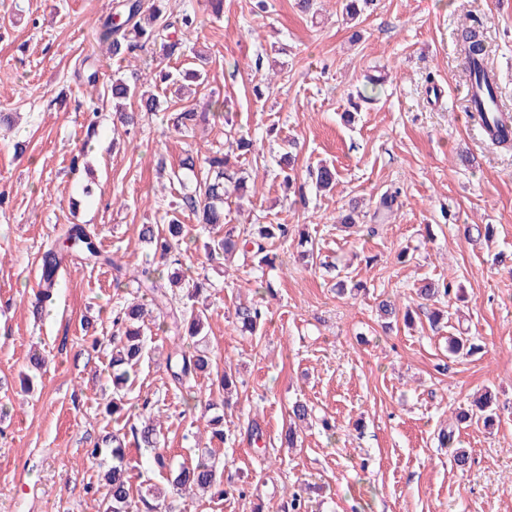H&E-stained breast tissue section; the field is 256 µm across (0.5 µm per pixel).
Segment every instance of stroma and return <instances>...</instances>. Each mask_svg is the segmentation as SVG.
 <instances>
[{"label":"stroma","mask_w":512,"mask_h":512,"mask_svg":"<svg viewBox=\"0 0 512 512\" xmlns=\"http://www.w3.org/2000/svg\"><path fill=\"white\" fill-rule=\"evenodd\" d=\"M114 3L0 0V13L10 14L0 27V112L16 115L0 136V512H101L112 461L86 450L115 433L128 465L162 488L199 449L223 461L224 496L179 498L174 512H276L295 494L309 512H512V414L461 429L466 470L438 440L484 388L512 402V275L491 261L512 253V148L491 144L469 117L459 42L462 27L482 22L488 65L512 107V0H377L355 26L344 22L342 0H317L313 16L295 0H266L262 9L224 0L219 18L204 0H169L168 11L196 14L197 31L180 59L142 55L143 79L192 69L206 56L209 90L230 99L234 128L253 140L238 166L255 178L256 195L224 213L235 224H287L292 233L274 243L275 263L261 270L239 254L228 269L207 268L198 244L184 253L185 268L211 283L205 330L217 367L238 381L230 405L203 376L197 389L216 408L195 406L194 391L166 368L171 342L161 321L145 318L153 353L129 398L154 404L169 459L163 470L131 436L133 410L113 418L102 396L112 314L143 289L129 279L114 286L111 267L69 255L54 307L32 312L39 257L71 225L92 228L103 255L129 269L157 265L140 226L161 223L182 192L171 174L186 150L227 146L220 122L180 135L162 113H149L127 133L114 127L108 100L89 115L84 66L104 87L124 71L97 39ZM372 77L375 101L352 107ZM287 153L306 203L279 174ZM324 164L335 168L336 185L319 193L309 173ZM390 189L400 192L398 209L375 224L376 201ZM353 198L361 230L348 236L337 219ZM462 224L495 225L492 243L472 246ZM305 233L310 261L301 257ZM330 265L361 291L337 294ZM259 275L275 284L274 295H259ZM451 276L465 291L460 324L478 337L479 353L449 360L444 330L382 331L377 300L414 307L423 280ZM256 299L267 319L252 336L234 309ZM86 321L100 347L85 339ZM35 349L46 365L27 394L20 379ZM297 400L313 419L288 448ZM214 413L224 418V438L211 433Z\"/></svg>","instance_id":"obj_1"}]
</instances>
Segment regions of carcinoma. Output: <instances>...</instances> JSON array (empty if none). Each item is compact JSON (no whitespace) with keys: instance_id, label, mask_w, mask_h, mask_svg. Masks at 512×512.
<instances>
[{"instance_id":"obj_1","label":"carcinoma","mask_w":512,"mask_h":512,"mask_svg":"<svg viewBox=\"0 0 512 512\" xmlns=\"http://www.w3.org/2000/svg\"><path fill=\"white\" fill-rule=\"evenodd\" d=\"M376 0H346L344 7L346 20L356 22L364 12L373 9ZM167 0H118L114 12L107 15L99 26V39L107 44L108 52L120 59L131 60L141 57V53L159 47L161 58L171 60L183 55L185 43L183 39L169 40L164 38V32L177 27L185 33L196 29V16L190 13L173 15L167 12ZM461 46L463 48L469 84L476 87H485L481 97H472L468 105L473 112V118L479 125L485 122V106L487 101L494 97L493 89L486 86L488 80V66L486 63V46L479 34L468 27L461 31ZM85 86L89 88V100L94 102L109 94L121 124L126 127L138 123L137 112H160L162 104L158 96H146L140 93L138 71L131 72V78L118 77L112 80L109 88L100 91L97 89V73L87 69ZM137 99L138 111L127 110L126 101ZM221 119L223 113L199 112L196 108L195 98L184 97L181 106L172 118V130L177 134L189 132V129L204 120L207 116ZM252 140L247 135L240 134L229 143L226 152L191 151L186 153L180 162L184 178H195L194 186L182 193L177 207L188 212L196 218L197 223L206 231H214L207 235L204 242L206 260L210 265L218 267L222 260L230 253L239 251V247L253 246L256 252L266 251L268 241L275 239L286 240L290 228L286 224H255L253 228L239 227L226 221L224 216V202L235 197L239 203L250 201L248 194V179L242 175L231 162V155L237 151L249 150ZM206 169L205 177L198 178L197 167ZM312 183L317 190L330 188L336 181V170L322 165L311 174ZM399 191L382 194L376 202L375 213L385 222L394 213V205ZM167 236H160L155 232L152 224H143L139 230L142 241L155 245L159 252L162 265L182 264L183 244L195 239L184 225L179 223L177 217L168 219ZM494 233L492 224H467L463 227V235L472 242H479L490 238ZM67 239L72 241L74 249L84 260L98 262L102 254L95 242V235L86 227L74 224L70 227ZM63 260L62 248L58 244L48 246L40 258V279L38 290L35 293L34 311L41 313L54 300V290L58 279V272ZM168 284H162V281ZM141 284L149 292L151 304L167 319L166 332L173 338V350L167 354L166 368L171 372L174 380L179 384L192 388L195 378L204 375L212 369L213 362L209 356L202 336L206 310L197 307L199 299L207 292L206 283L191 275L163 276L159 268H145L141 271ZM181 288L185 290L187 300L185 306L175 307L169 301L167 288ZM464 290L454 284L452 280L441 282H428L419 292V298L426 302L443 303L454 297L463 300ZM143 304L132 301L122 306L118 316L113 319L117 326V335L112 337L110 351V366L112 369V397L106 404V411L110 414L125 409V398L130 387L129 368L137 365L148 355V344L138 320L144 315ZM377 313L383 321L384 327L391 328L392 322L403 319L410 323L413 311L410 306L400 307L396 303L381 300L377 305ZM237 323L244 332L256 333L266 317L262 305L252 304L240 306L235 311ZM472 338L460 332L448 337V354L452 357L469 356L478 350ZM497 398L490 391L486 392L476 402L474 408L462 411L456 417V422L464 423L483 422L486 426L493 425L497 417ZM138 444L147 448L158 447V433L154 419L144 417L141 427L132 429ZM109 448H91L88 454L93 457L109 456L112 458V467L106 476L110 485V498L104 505V512H129L131 507L133 484L136 476L125 465V452L123 440L114 435L108 439ZM224 467L210 455H201L197 461L180 469L169 488L162 491L149 484L140 491L136 503V512H170L169 499L174 496L190 493L194 490L223 493Z\"/></svg>"}]
</instances>
